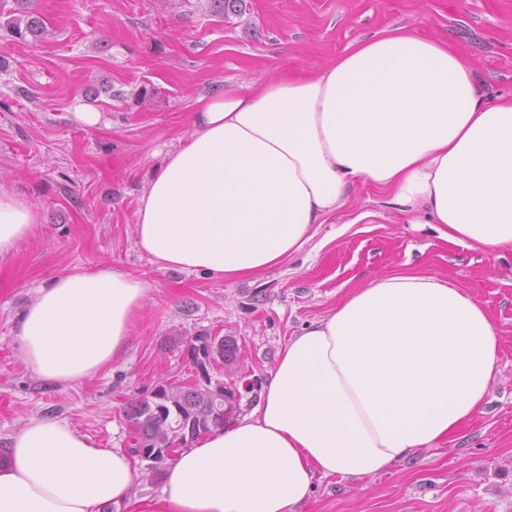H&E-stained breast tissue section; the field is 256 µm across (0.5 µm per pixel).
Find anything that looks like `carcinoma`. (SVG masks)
<instances>
[{
  "mask_svg": "<svg viewBox=\"0 0 512 512\" xmlns=\"http://www.w3.org/2000/svg\"><path fill=\"white\" fill-rule=\"evenodd\" d=\"M24 0H16L20 16L9 19L7 28L22 41L40 40L47 32L43 20L23 8ZM178 343L195 367H202L207 384L162 381L155 398L143 401L135 395L128 399L124 416L129 425L127 450L136 456L135 448L148 450V468L171 459L175 451L192 445L214 427H222L233 420L240 410V401L229 400V416H224V403L213 398L215 385L222 379H212L210 370L218 369L228 378L236 375L240 346L234 336L212 335L208 332L192 336ZM205 358H200L199 353Z\"/></svg>",
  "mask_w": 512,
  "mask_h": 512,
  "instance_id": "obj_1",
  "label": "carcinoma"
}]
</instances>
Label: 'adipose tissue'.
Masks as SVG:
<instances>
[{"mask_svg":"<svg viewBox=\"0 0 512 512\" xmlns=\"http://www.w3.org/2000/svg\"><path fill=\"white\" fill-rule=\"evenodd\" d=\"M366 180L408 224L512 252V95L485 94L448 37L391 26L303 76L199 98L138 200L161 269L239 280L298 252ZM40 222L0 188V256ZM149 291L110 265L56 275L16 321L27 369L66 385L125 354ZM501 373L486 303L430 273L383 274L289 339L250 416L181 449L161 495L134 497L123 448L30 417L0 457V512H297L316 477L375 475L483 411Z\"/></svg>","mask_w":512,"mask_h":512,"instance_id":"1","label":"adipose tissue"}]
</instances>
